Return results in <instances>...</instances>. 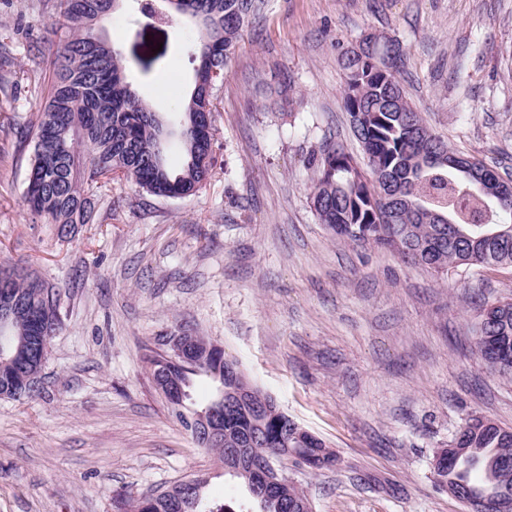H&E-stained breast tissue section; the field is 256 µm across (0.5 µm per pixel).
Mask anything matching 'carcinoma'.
Listing matches in <instances>:
<instances>
[{
  "label": "carcinoma",
  "instance_id": "obj_1",
  "mask_svg": "<svg viewBox=\"0 0 512 512\" xmlns=\"http://www.w3.org/2000/svg\"><path fill=\"white\" fill-rule=\"evenodd\" d=\"M121 0H55L59 13L54 25L65 30L57 51L49 95L31 122L26 139L32 143L29 174L38 180L26 188L32 213L65 229L76 224L99 223L98 200L93 189L114 179L134 184L158 198L199 193L212 171L215 112L213 90L224 82L242 32L263 9L264 0H130L145 25L180 17L200 34L195 85L175 126L170 127L138 95L127 80L122 52L103 36V25L119 9ZM406 49L383 36L365 38L357 46L338 47L344 71L343 99L353 137L363 152L364 165L338 141L326 140L312 151L310 201L319 223L344 243L397 251L413 265L437 273L451 268L512 267V201L480 198L471 191L465 170L448 163L454 151L424 124L407 100L397 77ZM184 155L180 169L166 159L171 140ZM0 274L31 304L49 305L54 326L42 342L48 355L61 324L58 294L33 273L4 262ZM208 352L203 359H180L162 341L150 350L147 362L156 390L180 385L183 405L167 402L178 423L193 432L195 415L190 389L194 377L206 376L224 386L227 360L224 350L180 326ZM32 335L31 322L20 316L0 327V394L8 399L31 398V393L7 389L10 351ZM474 350L487 369L512 379V299L481 306L480 323L472 337ZM253 403L264 414L237 412L224 419V445L211 449L224 462V474L240 480L254 500L257 512H301L310 507L305 491L286 477L263 497L253 488L249 467L275 458L278 448H291L296 458L315 470L336 466L338 458L326 443L302 430L275 401L254 388ZM469 449L457 465L439 480H449L470 491L469 500L496 497L512 501V429L472 416L451 439ZM481 465L489 488L479 489L458 477L465 465ZM197 479L187 498L177 502L180 512H226L209 506ZM161 497L133 500L129 512H167Z\"/></svg>",
  "mask_w": 512,
  "mask_h": 512
}]
</instances>
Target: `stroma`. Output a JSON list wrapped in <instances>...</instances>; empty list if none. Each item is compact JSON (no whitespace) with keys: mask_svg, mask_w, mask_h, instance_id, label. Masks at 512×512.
I'll return each mask as SVG.
<instances>
[{"mask_svg":"<svg viewBox=\"0 0 512 512\" xmlns=\"http://www.w3.org/2000/svg\"><path fill=\"white\" fill-rule=\"evenodd\" d=\"M369 33L406 47V96L437 136L512 174V0H268L214 92L207 186L164 199L112 182L95 192L99 223L63 237L24 199L21 138L47 99L59 36L43 0H0V262L61 299L39 394L0 399V512H125L195 478L207 498L245 501L149 374L148 349L182 324L338 453L319 471L284 461L312 512H467L432 459L469 417L512 427V379L470 346L480 304L512 298V268L438 274L319 224L309 154L334 137L362 155L336 46ZM107 35L132 84L179 112L198 30H145L124 8Z\"/></svg>","mask_w":512,"mask_h":512,"instance_id":"stroma-1","label":"stroma"}]
</instances>
